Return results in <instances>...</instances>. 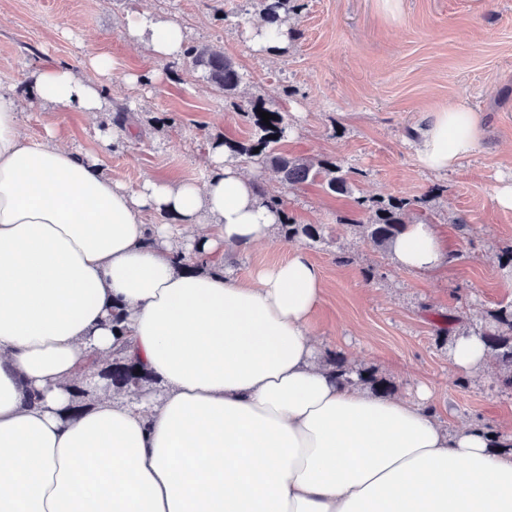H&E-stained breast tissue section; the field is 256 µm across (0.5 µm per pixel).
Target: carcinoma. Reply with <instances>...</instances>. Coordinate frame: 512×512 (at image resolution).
<instances>
[{
    "label": "carcinoma",
    "instance_id": "1",
    "mask_svg": "<svg viewBox=\"0 0 512 512\" xmlns=\"http://www.w3.org/2000/svg\"><path fill=\"white\" fill-rule=\"evenodd\" d=\"M258 3L264 22L280 28L282 42H298L302 39V31L289 23L291 16L303 8L301 0H258ZM183 56L224 94L225 99L234 100L238 97L242 76L222 52L206 45L189 44ZM260 110L273 115V119L264 123L258 114ZM241 116L250 127L247 138L235 140L219 137L215 141V144L224 147V152L230 158L256 165L285 186L294 187L307 181H318L329 192H351L352 184L347 174L335 161L321 159L313 162L278 151L277 144L288 136V121L282 112L272 110L266 107L263 100L256 99L250 102ZM257 187L265 204L281 215L278 230L284 240L296 243L321 238L320 225L297 223L288 214L281 195L267 187L266 179H258ZM359 205L366 214V221L343 217L339 223L358 228L364 237L379 247H389L405 224V209L410 202L391 196H379L361 199ZM473 333L480 336L488 354L506 373L504 381L512 385V303L487 311L484 326L473 330ZM137 368L138 365L132 361L115 358L107 365L104 376L110 378L117 388L135 392L148 382L145 372H139ZM357 374L360 382L373 392L380 395L391 392L390 384L374 371L361 368Z\"/></svg>",
    "mask_w": 512,
    "mask_h": 512
}]
</instances>
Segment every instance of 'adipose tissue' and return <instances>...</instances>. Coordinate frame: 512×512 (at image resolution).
I'll use <instances>...</instances> for the list:
<instances>
[{
    "instance_id": "obj_1",
    "label": "adipose tissue",
    "mask_w": 512,
    "mask_h": 512,
    "mask_svg": "<svg viewBox=\"0 0 512 512\" xmlns=\"http://www.w3.org/2000/svg\"><path fill=\"white\" fill-rule=\"evenodd\" d=\"M125 35L165 59L187 40L178 22L147 15ZM86 65L96 80L41 65L32 103L112 111L114 62ZM20 112L0 88V512H512V435L444 428L429 390L379 396L319 359L322 272L303 249L234 275L278 216L223 149L203 184L150 176L131 189L54 132L32 139ZM477 134L474 112L450 105L421 132L417 159L447 170ZM148 213L170 221L145 223ZM390 250L420 272L450 257L423 223ZM218 255L216 272L181 263ZM114 353L164 394L71 414L81 360Z\"/></svg>"
}]
</instances>
